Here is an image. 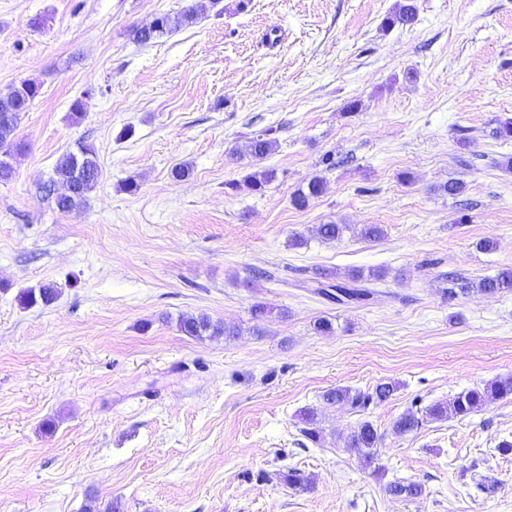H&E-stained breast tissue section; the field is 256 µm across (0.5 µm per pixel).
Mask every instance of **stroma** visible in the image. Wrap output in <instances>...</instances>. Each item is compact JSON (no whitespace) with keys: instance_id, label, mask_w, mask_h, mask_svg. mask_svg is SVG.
Returning <instances> with one entry per match:
<instances>
[{"instance_id":"stroma-1","label":"stroma","mask_w":512,"mask_h":512,"mask_svg":"<svg viewBox=\"0 0 512 512\" xmlns=\"http://www.w3.org/2000/svg\"><path fill=\"white\" fill-rule=\"evenodd\" d=\"M403 2L222 0L140 45L133 29L189 0H0V93L40 86L0 181V512L92 495L121 512H512V398L392 431L512 376V293L443 282L512 268V140L494 134L512 119V0H415L412 25L385 28ZM265 129L275 178L254 192L245 146ZM81 142L102 180L63 214L44 187ZM327 223L348 230L321 240ZM323 270L377 272L370 300L318 295ZM47 283L54 303H23ZM187 313L243 333L185 335ZM389 381L363 416L384 435L378 477L342 442L358 418L322 395ZM307 407L322 440L303 448ZM291 468L310 492L281 482ZM397 479L424 495L391 496ZM512 396V377L499 378L459 393L449 402H436L424 408L409 411L393 423L395 434L404 435L420 429L425 422L450 417H466L488 402Z\"/></svg>"}]
</instances>
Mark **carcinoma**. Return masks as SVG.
Instances as JSON below:
<instances>
[{"label": "carcinoma", "mask_w": 512, "mask_h": 512, "mask_svg": "<svg viewBox=\"0 0 512 512\" xmlns=\"http://www.w3.org/2000/svg\"><path fill=\"white\" fill-rule=\"evenodd\" d=\"M220 0H190V4L176 15L164 13L155 18L147 29L137 28L133 30V39L147 45L169 36L175 30L186 26H192L203 18L209 16L218 6ZM416 6L408 3L399 7L398 11L387 18V24L392 26L411 25L416 21ZM40 86L31 80H25L18 86L10 88L5 93H0V157L7 158L6 166H0V180L11 178L13 173L12 160L25 150V145L14 139V132L22 118L29 111L31 104L38 97ZM272 130L268 129L250 138L247 145V153L252 165L256 166L265 160L274 150L276 141L271 138ZM58 182L67 183L72 187V192L67 195L55 196L56 208L62 213H74L81 209L88 195L97 188L102 176L101 165L93 146L82 143L77 151L64 154L55 167ZM274 172L270 169H257L243 179V184L251 191L259 192L266 184L272 181ZM324 190V182L320 178H314L307 183L306 188L300 190L292 198L295 207L302 209L310 200L319 197ZM350 230L347 224H320L316 227V235L326 241L339 240L346 231ZM365 281L363 272L352 274L346 283L331 285V289L320 288L323 295L336 300L338 303L356 302L365 299L372 294L367 287H359ZM448 284L445 289L448 296L459 293L466 294L475 289L479 292L494 295L497 293L512 291V269L507 268L493 277H485L474 283L466 281L453 273L448 274ZM58 297V291L51 284H44L36 290H30L25 295V301L30 304L49 305ZM179 330L194 337L200 336H224L226 338L239 335V329L212 320L206 314L182 315L178 320ZM397 385L392 382L379 383L370 391L351 389L348 387H336L325 391L322 400L329 406L342 409L350 414L360 415L370 405H378L390 399ZM512 396V377L493 380L483 386H477L459 393L448 402H436L416 411H409L393 423L394 433L404 435L420 429L424 423L434 420H443L450 417H465L488 402L505 399ZM301 420L305 427L300 429V434L306 439L317 442L321 439L317 427L316 413L306 409L301 414ZM383 436L369 420L360 419L344 438L345 447L355 450L363 459L366 467L372 472L379 473L382 466L379 465L377 448L381 444ZM283 481L292 490L305 492L309 490L310 480L299 471L292 469L283 476ZM388 490L391 495L400 498H414L423 494V485L416 481L397 480L389 483Z\"/></svg>", "instance_id": "carcinoma-1"}]
</instances>
